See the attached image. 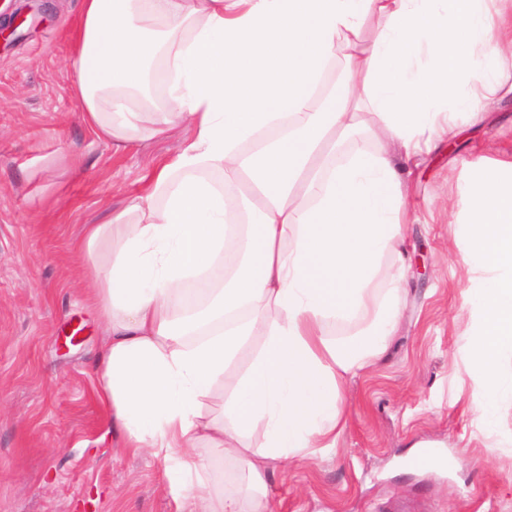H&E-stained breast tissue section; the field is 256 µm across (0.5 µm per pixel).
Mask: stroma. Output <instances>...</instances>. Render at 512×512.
<instances>
[{"instance_id": "1", "label": "stroma", "mask_w": 512, "mask_h": 512, "mask_svg": "<svg viewBox=\"0 0 512 512\" xmlns=\"http://www.w3.org/2000/svg\"><path fill=\"white\" fill-rule=\"evenodd\" d=\"M37 10L0 51V512H177L162 463L122 448L97 397L104 336L88 273L106 250L84 227L146 195L154 162L181 132L115 150L84 124L69 92L67 29L80 0H16ZM512 157V100L410 163L409 271L386 355L343 387L335 447L274 464L271 512H512V401L495 428L479 418L469 373L474 334L459 223L481 167Z\"/></svg>"}]
</instances>
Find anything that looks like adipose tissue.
Wrapping results in <instances>:
<instances>
[{"label":"adipose tissue","instance_id":"ef3b65f1","mask_svg":"<svg viewBox=\"0 0 512 512\" xmlns=\"http://www.w3.org/2000/svg\"><path fill=\"white\" fill-rule=\"evenodd\" d=\"M369 16L378 26L366 46ZM339 53L348 89L313 109ZM160 54L166 109L131 111L130 100H150ZM511 59L512 0H81L69 66L84 122L119 146L142 122L154 136L189 131L151 169L150 194L84 234L88 247L108 246L90 274L106 336L98 396L124 446L163 462L177 512H267L270 462L335 447L344 383L386 353L399 324L400 159L454 138L458 116L484 121L512 97ZM358 128L387 133L403 155L383 147L331 165L337 138ZM263 134L262 148L240 153ZM232 187L242 234L229 226ZM388 254L400 262L380 300L373 281ZM219 263L223 287L177 315L189 278ZM354 319L357 336L326 338L327 321ZM256 338L221 416L207 413ZM213 455L235 463L240 493L217 487Z\"/></svg>","mask_w":512,"mask_h":512}]
</instances>
